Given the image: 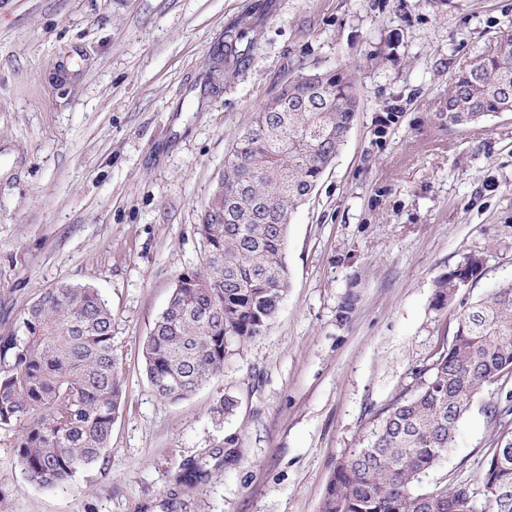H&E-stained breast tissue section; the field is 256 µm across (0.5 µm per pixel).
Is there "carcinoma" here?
<instances>
[{
  "label": "carcinoma",
  "instance_id": "cac0c4a2",
  "mask_svg": "<svg viewBox=\"0 0 512 512\" xmlns=\"http://www.w3.org/2000/svg\"><path fill=\"white\" fill-rule=\"evenodd\" d=\"M512 38L458 73L448 90V126L512 112ZM346 73L299 74L260 103L224 163V193L196 230L203 265L183 272L143 344L146 377L176 402L224 372L228 348L268 330L289 288L285 247L293 209L305 201L344 145L356 107ZM468 256L434 284L435 304L454 302L481 273ZM512 375V281L456 311L448 348L416 373L413 392L391 403L361 448L336 466L321 512H512V408L484 406L498 423L505 463L486 469V506L465 486L420 489L422 476L453 447L482 389ZM123 397L112 348V311L99 293L61 283L41 293L0 333V428L15 433L12 456L41 488L68 482L109 446Z\"/></svg>",
  "mask_w": 512,
  "mask_h": 512
}]
</instances>
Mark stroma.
<instances>
[{
    "label": "stroma",
    "instance_id": "1",
    "mask_svg": "<svg viewBox=\"0 0 512 512\" xmlns=\"http://www.w3.org/2000/svg\"><path fill=\"white\" fill-rule=\"evenodd\" d=\"M510 37L512 0H0V332L45 289L95 288L124 382L105 455L64 486L31 483L0 429V512H320L337 462L452 340L436 277L478 254L458 301L512 280V112L439 118L454 75ZM336 69L356 111L291 214L276 318L160 399L142 346L203 259L236 134L283 80ZM510 390L484 388L424 489L482 494V408Z\"/></svg>",
    "mask_w": 512,
    "mask_h": 512
}]
</instances>
